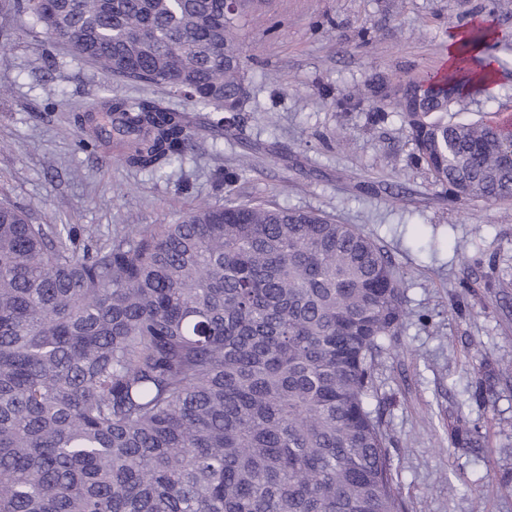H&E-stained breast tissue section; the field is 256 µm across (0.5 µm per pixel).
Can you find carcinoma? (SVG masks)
<instances>
[{"mask_svg": "<svg viewBox=\"0 0 512 512\" xmlns=\"http://www.w3.org/2000/svg\"><path fill=\"white\" fill-rule=\"evenodd\" d=\"M104 74L223 111L246 55L224 0H3ZM490 79L462 48L394 100L435 183L512 200V131L448 119ZM89 142L154 173L198 147L185 112L110 99ZM404 279L354 224L204 206L90 246L0 202V512H403L369 400Z\"/></svg>", "mask_w": 512, "mask_h": 512, "instance_id": "1", "label": "carcinoma"}]
</instances>
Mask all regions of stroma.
Segmentation results:
<instances>
[{
	"instance_id": "stroma-1",
	"label": "stroma",
	"mask_w": 512,
	"mask_h": 512,
	"mask_svg": "<svg viewBox=\"0 0 512 512\" xmlns=\"http://www.w3.org/2000/svg\"><path fill=\"white\" fill-rule=\"evenodd\" d=\"M496 27V74L455 118H512V0H248L238 35L249 97L235 139L162 173L82 147L75 113L112 98L211 108L106 77L0 14V198L85 243L206 205L265 202L357 224L405 281L406 316L378 358L370 406L389 437L404 512H512V203L459 202L434 183L386 90L437 73L450 31ZM246 167L235 189L217 171Z\"/></svg>"
}]
</instances>
